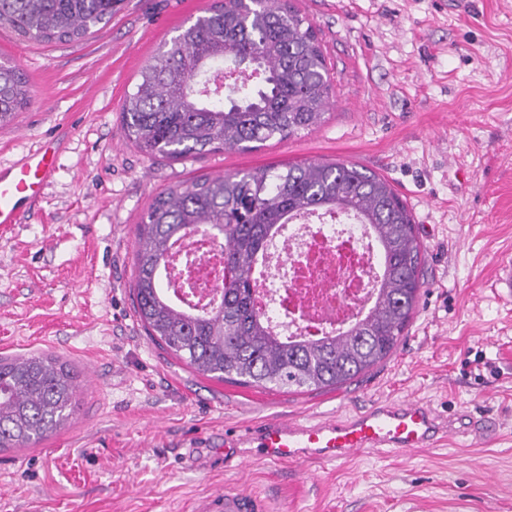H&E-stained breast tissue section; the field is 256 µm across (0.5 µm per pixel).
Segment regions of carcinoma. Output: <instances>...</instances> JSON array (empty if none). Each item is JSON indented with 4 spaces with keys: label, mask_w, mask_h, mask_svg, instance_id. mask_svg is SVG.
Returning <instances> with one entry per match:
<instances>
[{
    "label": "carcinoma",
    "mask_w": 512,
    "mask_h": 512,
    "mask_svg": "<svg viewBox=\"0 0 512 512\" xmlns=\"http://www.w3.org/2000/svg\"><path fill=\"white\" fill-rule=\"evenodd\" d=\"M117 0H0V22L46 43L82 40L112 19ZM254 56L255 83L216 86L224 64ZM333 79L314 26L288 4L219 0L204 22L153 56L122 111L125 137L152 156L180 160L223 149L252 151L317 125ZM30 104L23 72L0 63V125ZM333 210L372 229L383 275L369 313L334 335H274L254 306L255 266L274 229L297 214ZM204 227L224 247V285L209 307L177 302L164 282L168 256ZM422 245L387 181L355 163L310 162L281 173L205 177L159 193L137 225L134 294L151 340L195 371L242 386L327 388L389 358L415 313ZM73 371L47 353L0 359V450L49 438L77 410Z\"/></svg>",
    "instance_id": "1"
}]
</instances>
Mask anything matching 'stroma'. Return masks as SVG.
Wrapping results in <instances>:
<instances>
[{
  "label": "stroma",
  "mask_w": 512,
  "mask_h": 512,
  "mask_svg": "<svg viewBox=\"0 0 512 512\" xmlns=\"http://www.w3.org/2000/svg\"><path fill=\"white\" fill-rule=\"evenodd\" d=\"M214 0H119L87 40L20 39L0 60L30 104L0 125V165L62 145L43 196L0 227V357L49 353L79 383L48 439L0 452V512H193L247 490L272 512H512V0H292L321 41L334 94L321 122L257 150L168 161L122 133L145 63ZM355 163L401 195L424 252L418 312L396 352L335 389L221 382L147 336L133 302L137 226L160 192L205 176ZM414 395L442 412L488 405L484 443L349 464L225 467L228 426Z\"/></svg>",
  "instance_id": "1"
}]
</instances>
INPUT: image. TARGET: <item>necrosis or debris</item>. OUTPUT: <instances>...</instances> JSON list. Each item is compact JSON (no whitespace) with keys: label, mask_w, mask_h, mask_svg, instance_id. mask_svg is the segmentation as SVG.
Wrapping results in <instances>:
<instances>
[{"label":"necrosis or debris","mask_w":512,"mask_h":512,"mask_svg":"<svg viewBox=\"0 0 512 512\" xmlns=\"http://www.w3.org/2000/svg\"><path fill=\"white\" fill-rule=\"evenodd\" d=\"M167 269L180 297L201 308L223 284L224 256L195 232L173 247ZM380 274L368 226L338 212L298 215L278 227L260 257L257 304L273 334H331L368 311Z\"/></svg>","instance_id":"4bbe7bcc"}]
</instances>
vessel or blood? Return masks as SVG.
<instances>
[{"instance_id":"obj_1","label":"vessel or blood","mask_w":512,"mask_h":512,"mask_svg":"<svg viewBox=\"0 0 512 512\" xmlns=\"http://www.w3.org/2000/svg\"><path fill=\"white\" fill-rule=\"evenodd\" d=\"M57 151L39 146L18 164L0 168V225L16 224L23 207L41 195L56 170ZM455 430L429 402L407 396L375 399L367 406L323 417H269L224 432V460L244 466L254 461L295 464L347 463L367 453L402 454L438 447ZM201 512H269L266 499L224 490L206 496Z\"/></svg>"}]
</instances>
